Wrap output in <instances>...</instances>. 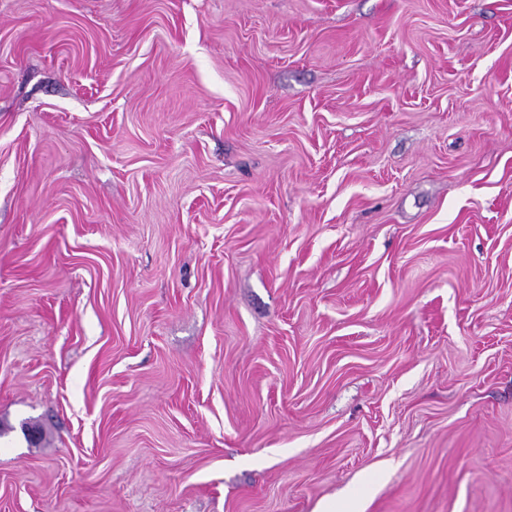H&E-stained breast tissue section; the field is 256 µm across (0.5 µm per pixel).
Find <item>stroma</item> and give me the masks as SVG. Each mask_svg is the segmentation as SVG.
Listing matches in <instances>:
<instances>
[{
	"instance_id": "obj_1",
	"label": "stroma",
	"mask_w": 512,
	"mask_h": 512,
	"mask_svg": "<svg viewBox=\"0 0 512 512\" xmlns=\"http://www.w3.org/2000/svg\"><path fill=\"white\" fill-rule=\"evenodd\" d=\"M0 425V512H512V0H0Z\"/></svg>"
}]
</instances>
